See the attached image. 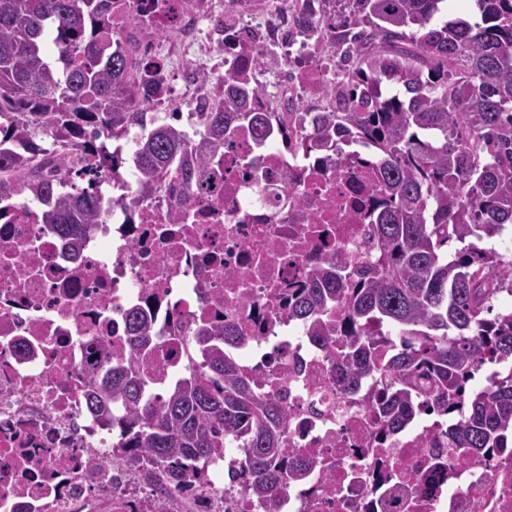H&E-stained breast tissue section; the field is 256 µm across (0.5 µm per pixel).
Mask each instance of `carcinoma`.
I'll return each mask as SVG.
<instances>
[{
  "label": "carcinoma",
  "mask_w": 512,
  "mask_h": 512,
  "mask_svg": "<svg viewBox=\"0 0 512 512\" xmlns=\"http://www.w3.org/2000/svg\"><path fill=\"white\" fill-rule=\"evenodd\" d=\"M113 0H0V201L40 204L39 221L66 236L99 224L111 200L92 173L112 168V142L141 129L133 153L143 197L171 173L187 194L209 185L213 152L231 122L263 136L252 115L262 92L235 71L224 102L202 113L193 149L159 113L141 108L166 88L130 37L112 31ZM336 18L349 104L318 112L306 143L329 147L352 134L382 163L375 191L377 252L359 268L328 263L295 293L289 315L311 336L341 343L339 382L366 378L387 434L432 399L453 409L448 452L475 460L512 449V311L489 317L512 294V260L480 246L512 224V0H474L479 19L449 17L447 0H343ZM52 43L55 61L45 58ZM52 136L43 145L44 129ZM137 347L148 325L129 316ZM204 366L155 397L133 362L91 383L89 411L119 429L112 456L146 457L169 482L240 448L244 490L276 512L288 484L314 461L287 447L280 398L228 353L241 337L202 325ZM498 365L470 395L482 365Z\"/></svg>",
  "instance_id": "carcinoma-1"
}]
</instances>
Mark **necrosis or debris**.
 <instances>
[{"instance_id":"4bbe7bcc","label":"necrosis or debris","mask_w":512,"mask_h":512,"mask_svg":"<svg viewBox=\"0 0 512 512\" xmlns=\"http://www.w3.org/2000/svg\"><path fill=\"white\" fill-rule=\"evenodd\" d=\"M112 23L148 37L171 32L154 58L171 73L181 56L205 67L181 92L154 98L182 127L224 95V74L269 76L256 59L276 50L287 75L253 108L264 139L238 129L220 148L211 189L180 205L166 181L141 198L132 170L114 167L101 223L78 228L79 246L35 209L11 200L0 215V512H259L242 497L235 451L219 449L204 479L156 485L112 457V430L87 406L93 374L134 360L154 391L199 366L202 321L240 336V367L288 410V445L315 465L278 500L277 512H512V457L459 462L448 454L447 414L422 408L382 436L369 394L337 386L336 349L312 341L288 315V293L324 262L360 266L376 253L369 146L298 150L309 115L327 112L336 36L322 0H115ZM147 320L153 347L138 352L128 316ZM97 340L90 349L89 340ZM321 395L324 408L313 407ZM401 486L392 497L393 486Z\"/></svg>"}]
</instances>
